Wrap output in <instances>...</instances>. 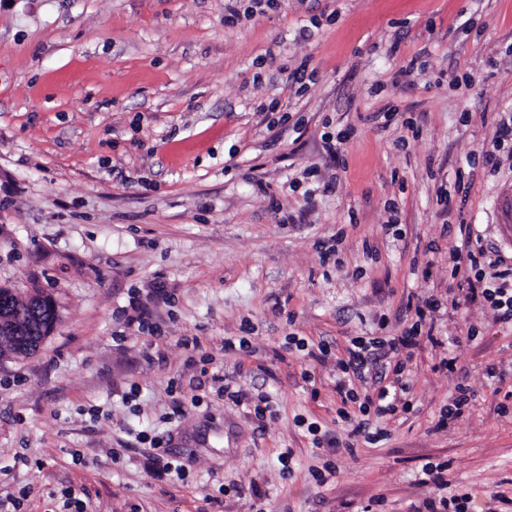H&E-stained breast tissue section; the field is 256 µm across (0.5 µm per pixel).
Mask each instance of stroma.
Instances as JSON below:
<instances>
[{"label": "stroma", "instance_id": "obj_1", "mask_svg": "<svg viewBox=\"0 0 512 512\" xmlns=\"http://www.w3.org/2000/svg\"><path fill=\"white\" fill-rule=\"evenodd\" d=\"M511 117L512 0H0V285L60 314L0 360V501L426 512L422 469L445 460L498 512L512 326L448 252L464 221L512 257V158L483 152ZM428 302L412 410L331 454L365 396L339 391L350 339ZM461 384L468 409L441 422ZM157 445L185 480L149 474ZM512 185L504 188L499 195L496 206V222L499 226L502 241L507 243L511 238L512 246Z\"/></svg>", "mask_w": 512, "mask_h": 512}]
</instances>
